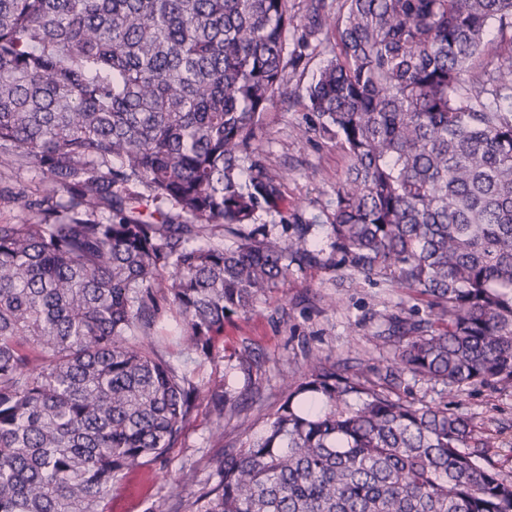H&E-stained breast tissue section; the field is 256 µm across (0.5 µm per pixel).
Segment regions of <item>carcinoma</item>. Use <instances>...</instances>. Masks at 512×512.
<instances>
[{
    "instance_id": "obj_1",
    "label": "carcinoma",
    "mask_w": 512,
    "mask_h": 512,
    "mask_svg": "<svg viewBox=\"0 0 512 512\" xmlns=\"http://www.w3.org/2000/svg\"><path fill=\"white\" fill-rule=\"evenodd\" d=\"M300 130L349 158L327 224L336 272L428 298L369 337L385 370L308 355L278 406L201 391L166 358H214L229 314L320 262L312 224L249 228L283 201L243 163L288 90L287 0H0V512H102L173 447L200 399L246 441L177 512H512L463 415L395 391L512 382V0H344ZM330 22L311 0L301 45ZM232 242L224 244V234ZM181 317L163 335L168 309ZM249 346L234 369L251 379Z\"/></svg>"
}]
</instances>
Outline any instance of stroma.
<instances>
[{"instance_id": "35a3bbf8", "label": "stroma", "mask_w": 512, "mask_h": 512, "mask_svg": "<svg viewBox=\"0 0 512 512\" xmlns=\"http://www.w3.org/2000/svg\"><path fill=\"white\" fill-rule=\"evenodd\" d=\"M308 3L288 0L297 27L288 34V54L295 62L287 66L285 79L297 98L290 102L279 98L269 105L266 124L255 143V159L280 184L285 201L279 209L259 210L255 223L278 235L284 225L317 221L315 237L319 248L326 250L330 241L323 225L334 208L336 187L348 159L335 143L299 133L310 121L300 97L336 49L331 31L319 33L314 48L302 49L300 27L306 22ZM399 310L424 315L427 300L383 279L340 278L335 267L317 265L279 282L247 317L229 316L223 336L216 341L213 360L197 362L177 345L170 347L169 356L173 363L192 366L194 380L201 386L225 378L240 389L243 377L225 376L224 368L243 345H250L259 365L254 378L263 395V410L268 413L303 373L307 355L350 363L358 359L367 366L384 364L385 352L368 337L384 329L386 315ZM398 392L419 403H448L471 419L490 443L486 458L501 475L512 477V383L471 386L449 397L440 387L406 376ZM245 440L236 423L217 428L207 403H200L163 458L144 462L114 481L107 512H156L158 506H170L183 474L194 471V481L185 488L197 489L208 474L209 456L226 444L239 445Z\"/></svg>"}]
</instances>
